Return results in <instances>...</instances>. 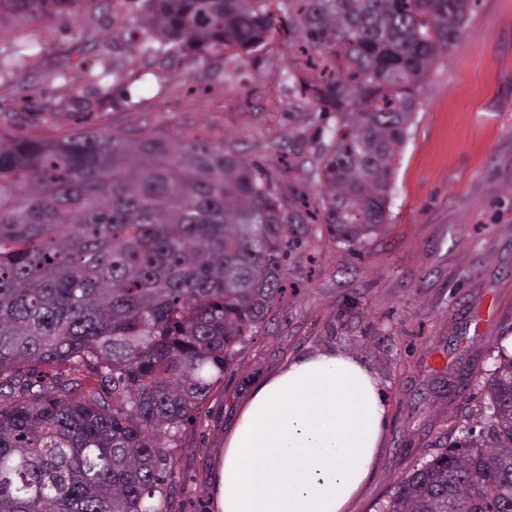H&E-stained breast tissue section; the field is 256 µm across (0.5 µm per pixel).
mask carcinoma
Here are the masks:
<instances>
[{
  "label": "carcinoma",
  "instance_id": "cac0c4a2",
  "mask_svg": "<svg viewBox=\"0 0 512 512\" xmlns=\"http://www.w3.org/2000/svg\"><path fill=\"white\" fill-rule=\"evenodd\" d=\"M111 0H0L36 25ZM137 50L238 57L278 42L288 89L333 122L321 223L355 247L387 197L429 74L475 0H139ZM262 168L152 130L18 137L0 115V512H165L168 449L283 293L308 237ZM52 371L51 386L34 370ZM480 427L413 469L382 512H512V356Z\"/></svg>",
  "mask_w": 512,
  "mask_h": 512
}]
</instances>
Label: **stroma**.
Returning <instances> with one entry per match:
<instances>
[{
    "label": "stroma",
    "mask_w": 512,
    "mask_h": 512,
    "mask_svg": "<svg viewBox=\"0 0 512 512\" xmlns=\"http://www.w3.org/2000/svg\"><path fill=\"white\" fill-rule=\"evenodd\" d=\"M135 0L62 16L28 60L48 117L30 112L13 72L31 32L0 21V110L19 135L149 128L234 149L264 164L277 195L319 220L309 172L322 124L282 79L276 44L243 58L156 57L146 66ZM124 90L104 101L88 73ZM390 220L352 249L328 233L291 253L282 299L170 454L167 512H214L217 455L254 388L289 359L336 349L378 377L384 443L350 512H381L396 484L472 425L499 348H512V0H477L459 42L432 70L388 199Z\"/></svg>",
    "instance_id": "obj_1"
}]
</instances>
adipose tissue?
<instances>
[{"label": "adipose tissue", "instance_id": "obj_1", "mask_svg": "<svg viewBox=\"0 0 512 512\" xmlns=\"http://www.w3.org/2000/svg\"><path fill=\"white\" fill-rule=\"evenodd\" d=\"M385 419L379 380L355 356L293 359L255 389L224 441L217 512H347Z\"/></svg>", "mask_w": 512, "mask_h": 512}]
</instances>
